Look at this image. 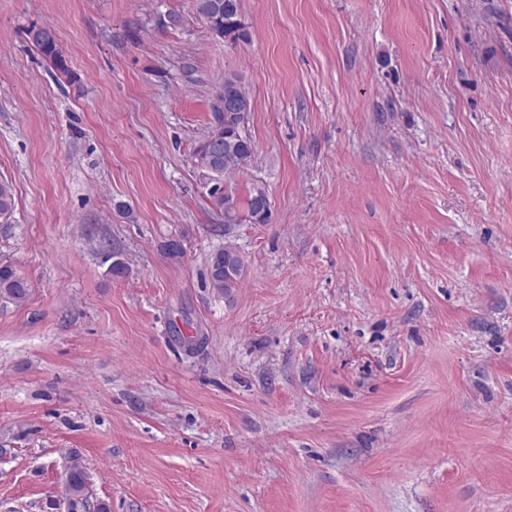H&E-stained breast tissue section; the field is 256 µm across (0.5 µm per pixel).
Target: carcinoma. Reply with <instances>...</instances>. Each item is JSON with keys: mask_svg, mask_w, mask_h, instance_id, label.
I'll return each mask as SVG.
<instances>
[{"mask_svg": "<svg viewBox=\"0 0 512 512\" xmlns=\"http://www.w3.org/2000/svg\"><path fill=\"white\" fill-rule=\"evenodd\" d=\"M196 14L202 19L212 36L232 42L249 40V34L240 20V0H194ZM28 37L34 48L50 62L52 67L66 78H71L67 59L59 46L55 31L49 26L32 27ZM238 144L232 153H219L212 156L211 147L202 142L193 153V163L208 161L213 166L212 182L217 187L207 192L208 202L219 215L228 212L235 214L239 224H266L271 212L258 216L254 210L256 191L246 197L239 196L236 189L227 181L228 176L240 172L251 163L255 155V144L249 133L239 122H234ZM15 206L13 188L7 181H0V218L8 219ZM244 263L241 255L233 247L227 246L214 253L209 262L210 286L216 292L229 295L239 287L243 276ZM29 295L27 281L19 276L10 265L0 266V296L16 303L24 302ZM86 472L79 463H74L67 476V491L72 497L84 496Z\"/></svg>", "mask_w": 512, "mask_h": 512, "instance_id": "obj_1", "label": "carcinoma"}]
</instances>
